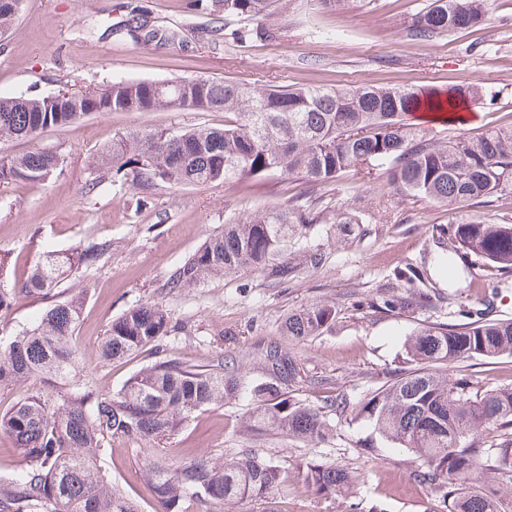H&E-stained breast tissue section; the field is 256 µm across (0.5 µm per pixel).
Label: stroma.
<instances>
[{"instance_id": "obj_1", "label": "stroma", "mask_w": 512, "mask_h": 512, "mask_svg": "<svg viewBox=\"0 0 512 512\" xmlns=\"http://www.w3.org/2000/svg\"><path fill=\"white\" fill-rule=\"evenodd\" d=\"M212 0H23L22 10L0 37L1 96H46L62 87L104 88L120 80L163 81L181 77L233 81L258 88L298 86H408L447 88L477 80L496 94L494 103L474 106L477 118L465 130L476 134L500 122L512 123V0H490L486 20L426 40L409 26L430 0H348L340 10L319 0H275L268 19L243 20L212 10ZM146 20L157 40L132 39L131 18ZM264 37H256V30ZM221 112H93L66 126H52L34 141L0 139V158L33 146L60 150V172L42 184L0 183V253L16 266L36 261L43 245L68 250L108 240L112 251L99 264L69 276L63 293L88 291L76 333L85 380L113 393L152 359L144 352L110 364L97 357L113 318L128 307L157 302L173 330L161 339L164 354L191 365L233 358L241 374L252 373V352L261 339L278 333L288 313L313 302L336 305L334 328L319 336L285 338L289 353L308 376L327 390L362 397L387 372L400 368L403 345L416 328L442 321L440 307H414L394 315L362 317L353 303L381 290L407 294L394 272L415 266L421 285L453 291L459 304L488 308L492 317L512 318V279L498 293L468 279L449 284L433 269V235L438 228L470 219L512 224V199L456 205L402 194L388 166L347 173L322 186L337 206L359 208L361 234L337 242L336 227L319 224L307 242L323 249L321 267H301L287 283H270L243 270L200 286L172 291L166 281L183 259L231 216L285 205L308 184L273 173L257 180L202 186L164 187L147 203L131 185L105 180L92 184L89 162L115 133L130 129L177 131L196 124L223 126ZM452 376L465 375L479 390L512 386V357L470 360ZM251 409L247 397L198 411L161 457L140 452L132 440L112 443L100 466L141 512L160 506L145 484L151 465L173 467L198 457L224 463L254 449L279 465L287 477L279 512H443L440 491L414 483V452L386 441L363 419L334 421L322 442L272 434L243 435ZM310 464L336 465L352 476L349 491L326 493L308 484Z\"/></svg>"}]
</instances>
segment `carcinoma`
<instances>
[{
  "label": "carcinoma",
  "mask_w": 512,
  "mask_h": 512,
  "mask_svg": "<svg viewBox=\"0 0 512 512\" xmlns=\"http://www.w3.org/2000/svg\"><path fill=\"white\" fill-rule=\"evenodd\" d=\"M274 0H213L226 15L256 18ZM21 0H0V31L6 30ZM489 0H432L409 28L417 39L451 34L481 23ZM494 100L479 82L448 89L361 86L295 87L260 91L214 79L116 81L104 89H62L49 100L0 96V139H34L43 129L80 119L81 112H149L176 109L224 111L235 120L222 128L129 130L90 161L100 177H114L143 194L159 186H199L255 179L276 171L309 184L311 193L270 212L238 217L211 235L170 276L173 290L195 288L212 277L243 269L281 284L294 267L282 255L315 224H334L339 237L355 238L359 212L341 209L317 189L344 173L379 161L392 166L393 180L407 195L464 204L512 194V125L476 135L434 141L413 121L425 107L450 127L466 124L456 112L462 103ZM62 163L52 148L35 147L0 160V182L44 183ZM438 265L453 274L470 262L489 265L482 287L496 292L512 270V224L468 220L437 229ZM108 241L67 251L46 250L25 269L16 288H0V311L22 297L47 301L36 324L0 339V388L27 380L42 387L0 412V429L19 450L23 467L0 476V512H140L137 504L105 478L101 455L113 440H140L159 453L194 413L247 392L254 411L243 428L250 436L285 434L308 441L331 431L330 417L363 416L383 438L412 449L421 460L414 480L436 486L451 502L450 512H507L501 487L472 485V474L491 460L498 474L512 478V388L479 391L466 377L445 379L439 370L470 359L512 356V318H489L485 310L464 313L461 322H434L415 330L404 343L399 373L354 401L345 392L296 399L306 382L303 367L281 337L316 336L336 322V307L313 303L291 313L279 336L253 353V378L222 359L207 369L159 357L135 371L119 390L103 395L81 381L76 344L87 291L59 298L62 279L93 267L111 249ZM453 305V294L418 290L408 296L383 292L357 309L368 314L398 313L433 302ZM169 316L160 303L133 306L112 319L99 345L104 362L134 358L168 334ZM146 479L162 512H188L203 500L212 512L250 500L257 512H279L276 494L286 478L278 465L252 452L216 465L200 457L173 469L156 466ZM305 480L336 491L352 482L336 466L312 464Z\"/></svg>",
  "instance_id": "carcinoma-1"
}]
</instances>
